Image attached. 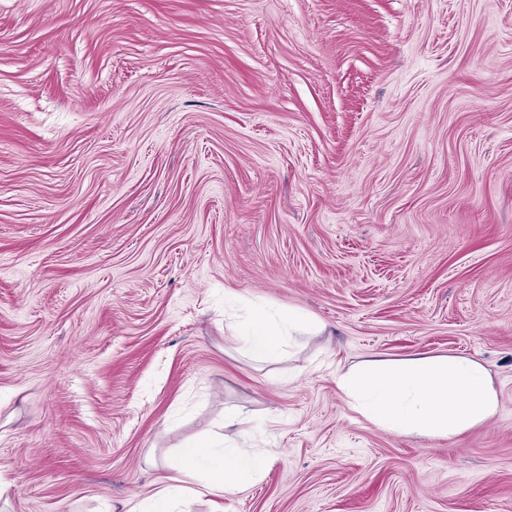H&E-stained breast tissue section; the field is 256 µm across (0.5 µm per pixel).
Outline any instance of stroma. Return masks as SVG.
Returning a JSON list of instances; mask_svg holds the SVG:
<instances>
[{
    "label": "stroma",
    "instance_id": "obj_1",
    "mask_svg": "<svg viewBox=\"0 0 512 512\" xmlns=\"http://www.w3.org/2000/svg\"><path fill=\"white\" fill-rule=\"evenodd\" d=\"M228 292L323 329L253 362ZM448 355L500 400L450 439L336 386ZM207 436L268 458L224 512H512V0H0L9 512H122Z\"/></svg>",
    "mask_w": 512,
    "mask_h": 512
}]
</instances>
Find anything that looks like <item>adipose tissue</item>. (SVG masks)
Here are the masks:
<instances>
[{
    "label": "adipose tissue",
    "mask_w": 512,
    "mask_h": 512,
    "mask_svg": "<svg viewBox=\"0 0 512 512\" xmlns=\"http://www.w3.org/2000/svg\"><path fill=\"white\" fill-rule=\"evenodd\" d=\"M321 324L294 309L254 310L243 327L226 337L228 346L259 361L278 360L298 336L315 334ZM337 386L349 406L376 427L395 435L452 438L485 424L499 410V396L484 365L465 356H433L373 361L339 376ZM175 476L146 504L130 503L126 512H185L189 482L198 479V461L209 464L206 489L215 497L239 492L258 480L267 464L263 455L209 443L183 448Z\"/></svg>",
    "instance_id": "obj_1"
}]
</instances>
